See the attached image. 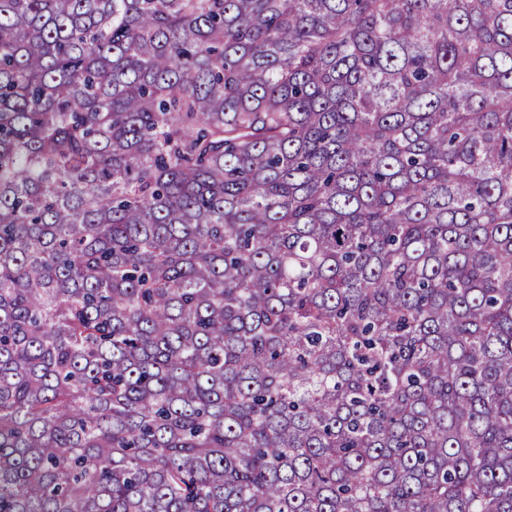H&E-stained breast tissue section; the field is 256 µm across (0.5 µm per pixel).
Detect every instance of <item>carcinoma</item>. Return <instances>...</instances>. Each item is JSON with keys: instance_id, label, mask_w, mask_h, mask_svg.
<instances>
[{"instance_id": "obj_1", "label": "carcinoma", "mask_w": 512, "mask_h": 512, "mask_svg": "<svg viewBox=\"0 0 512 512\" xmlns=\"http://www.w3.org/2000/svg\"><path fill=\"white\" fill-rule=\"evenodd\" d=\"M0 512H512V0H0Z\"/></svg>"}]
</instances>
